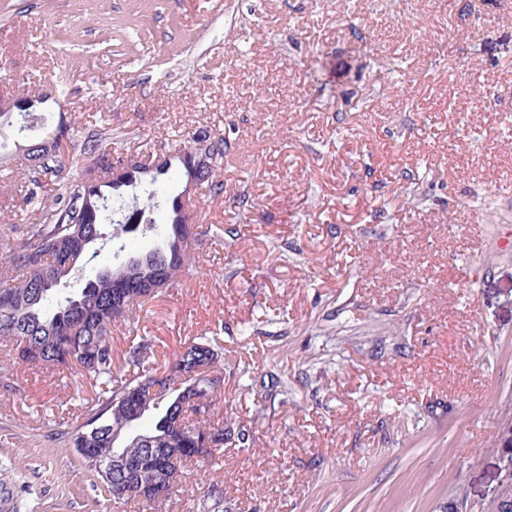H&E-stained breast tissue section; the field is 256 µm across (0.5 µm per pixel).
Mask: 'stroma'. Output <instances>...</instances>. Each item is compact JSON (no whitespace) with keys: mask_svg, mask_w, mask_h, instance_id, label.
<instances>
[{"mask_svg":"<svg viewBox=\"0 0 512 512\" xmlns=\"http://www.w3.org/2000/svg\"><path fill=\"white\" fill-rule=\"evenodd\" d=\"M35 88L125 157L223 134L195 262L115 328L112 366L136 336L168 369L213 334L271 385L225 366L223 458L144 507L68 444L93 382L0 350L14 512H198L216 483L219 512L490 502L512 425V0H0V97ZM15 140L0 247L27 217Z\"/></svg>","mask_w":512,"mask_h":512,"instance_id":"stroma-1","label":"stroma"}]
</instances>
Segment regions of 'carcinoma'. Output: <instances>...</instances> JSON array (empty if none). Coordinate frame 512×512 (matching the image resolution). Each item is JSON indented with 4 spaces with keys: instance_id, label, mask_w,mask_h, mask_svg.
Masks as SVG:
<instances>
[{
    "instance_id": "carcinoma-1",
    "label": "carcinoma",
    "mask_w": 512,
    "mask_h": 512,
    "mask_svg": "<svg viewBox=\"0 0 512 512\" xmlns=\"http://www.w3.org/2000/svg\"><path fill=\"white\" fill-rule=\"evenodd\" d=\"M79 147L83 175H64L61 141ZM108 130H84L73 142L71 123L62 118L47 137L25 144L23 201L39 213L24 226L22 238L0 254V339L14 340L17 359L45 368H67L97 387L83 421L69 432L82 466L96 474L116 499L126 484H160L171 491L184 478L189 461H211L224 453V429L206 418L215 410L203 381L185 377L196 364L220 367L224 351L206 336L188 343L157 393L150 390L156 373L146 369L150 340L139 337L127 351L128 373L112 369V327L128 319L144 299L172 288L191 264V239L185 209L188 186L204 187L212 197L224 194V135L198 131L186 148L165 154L152 166H127L112 155ZM122 170L112 178V169ZM57 187L48 198L49 184ZM135 224L161 245L127 252L126 236ZM107 256L108 262L88 278L76 273ZM207 410L198 411L199 401ZM151 418L143 431L140 422ZM215 440L200 453L201 439ZM148 448H175L179 457L150 455ZM128 458L124 472L108 468L112 454Z\"/></svg>"
}]
</instances>
